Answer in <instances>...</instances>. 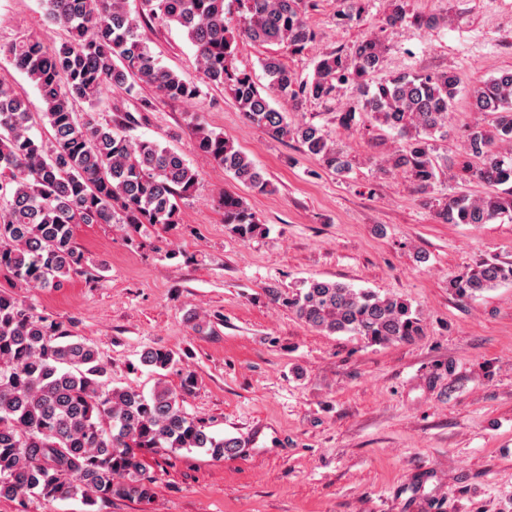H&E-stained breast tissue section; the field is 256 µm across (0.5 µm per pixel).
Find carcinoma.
I'll return each mask as SVG.
<instances>
[{
  "mask_svg": "<svg viewBox=\"0 0 512 512\" xmlns=\"http://www.w3.org/2000/svg\"><path fill=\"white\" fill-rule=\"evenodd\" d=\"M241 17L226 23L224 0H142V14L130 15L126 0H42L45 15L67 32L49 49L35 37L0 45V55L38 90L43 110L32 112L11 84L0 80V277L39 288L58 289L72 275L90 274L75 243L80 224H116L137 230L180 223V202L195 190L197 175L176 151L129 131L146 119L153 104L139 111L100 117L108 90L151 87L159 99L193 100L196 81L160 65L141 27L155 19L178 25L195 48L206 82L232 97L247 123L305 152L338 176L353 160L336 148L324 130L307 121L290 122L272 100L299 107L308 99L328 100L343 84L359 98L336 113V125L377 124L395 134L399 146L385 160L407 174L423 194V205L445 224H489L512 215V70L484 81L470 96L472 108L491 118L487 127L466 129L465 163L486 187L467 193L431 196L443 169L435 155L436 136L448 133V115L462 92L454 72H402L377 80L387 51L385 40L368 37L351 51L322 55L312 75L296 78L274 50L260 59L269 78L266 90L251 71L236 64L237 37L255 45L304 53L316 40L305 19V0H237ZM365 0H346L336 24L361 20ZM386 28H431L435 18L408 14L392 0ZM85 102L80 114L75 104ZM50 128L48 141L33 129ZM511 146L503 153L496 144ZM194 145L235 179L263 192L268 181L251 160L201 119ZM224 223L240 239L262 235L264 227L240 196L218 197ZM512 281V263L483 259L452 278L448 287L473 297ZM307 325L328 334L360 336L370 343L405 340L423 332L422 320L403 299L335 281H301L288 293L272 289ZM140 365L154 373L153 391L111 387L98 349L61 322L36 314L18 296L0 291V498L32 494L47 500L79 499L93 512L100 500L148 501L152 480L145 475L143 451L203 449L216 459L232 456L236 437H216L205 420L189 415L184 397L198 378L182 374L172 389L164 371L174 353L148 348Z\"/></svg>",
  "mask_w": 512,
  "mask_h": 512,
  "instance_id": "carcinoma-1",
  "label": "carcinoma"
}]
</instances>
